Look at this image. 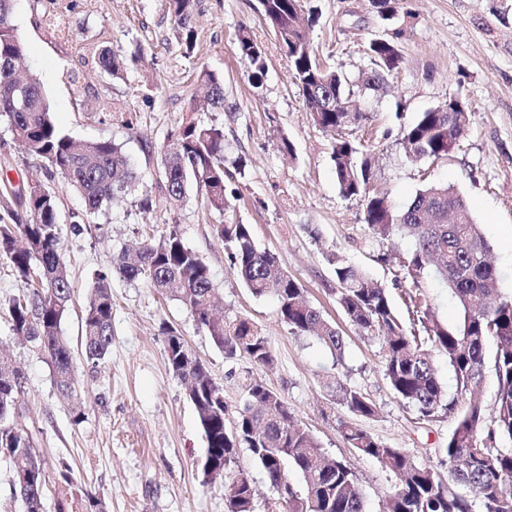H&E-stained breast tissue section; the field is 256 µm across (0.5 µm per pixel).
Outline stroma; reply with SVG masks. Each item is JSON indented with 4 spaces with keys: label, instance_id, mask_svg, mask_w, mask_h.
<instances>
[{
    "label": "stroma",
    "instance_id": "1",
    "mask_svg": "<svg viewBox=\"0 0 512 512\" xmlns=\"http://www.w3.org/2000/svg\"><path fill=\"white\" fill-rule=\"evenodd\" d=\"M198 69L224 83V109L211 119L224 126L226 194L230 211L206 210L196 186L178 207L161 204L160 150L191 107L206 109V91L185 70L166 0H79L69 16L70 37L60 40L39 23L37 0H13L12 20L25 46L23 66L39 78L60 130L79 141L109 139L122 146L140 181L132 195L97 213H87L63 177H48L42 161L29 157L0 125V160L12 164L13 182L45 181L59 200V237L72 287L71 308L61 323L74 353L75 393L62 396L50 363L30 343L13 335L7 306L22 285L0 257V345L25 379L16 420L29 427L43 453V512H57L60 499L74 512H226L229 478L246 476L264 505L271 489L248 449H238L227 477L204 479L200 462L206 441L184 383L169 368L163 326L178 329L224 389L229 413L242 404L241 378L252 377L277 392L294 417L330 457L357 472L369 512H381L397 484L391 472L358 455L338 425L353 422L384 444L405 449L422 464L439 465L454 428L453 417L420 420L383 375V339L359 333L344 318L332 289L327 253L343 255L386 285L398 313L405 291L428 295L434 315L456 326L460 311L447 288L427 273L412 282L401 259L413 247L408 237L376 239L364 222L363 203L344 198L331 159L334 136L315 127L302 94L259 13L258 0H197ZM319 18L309 36L324 65L341 72L361 113L342 135L370 159V192L387 194L398 207L432 184L453 187L468 204L490 245L498 287L512 294V0H396L397 15L381 17L378 0H303ZM248 28L266 52V69L255 80L235 52L240 28ZM395 34L402 55L383 87L366 89L374 68L372 38ZM144 63L124 78L102 76L89 52L118 53L135 45ZM464 98L470 128L441 159L410 160L404 126L420 112ZM287 137L293 158L277 144ZM155 204L138 205L142 195ZM251 225L259 248L276 254L310 301L342 334V358L312 336L291 333L273 297L256 298L233 272L224 244L214 234L219 221ZM177 227L185 243L208 266L228 316L253 320L264 330L271 367L228 361L189 311L144 281L113 273L122 249ZM109 273L112 344L98 367L82 355L81 310L97 272ZM338 375L372 399L378 413L355 417L324 386ZM69 465L70 479L58 477Z\"/></svg>",
    "mask_w": 512,
    "mask_h": 512
}]
</instances>
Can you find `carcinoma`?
Segmentation results:
<instances>
[{
	"label": "carcinoma",
	"mask_w": 512,
	"mask_h": 512,
	"mask_svg": "<svg viewBox=\"0 0 512 512\" xmlns=\"http://www.w3.org/2000/svg\"><path fill=\"white\" fill-rule=\"evenodd\" d=\"M176 37L191 59L196 45L193 26L195 0H168ZM65 0H45V27L57 37L64 28L54 24L71 11ZM300 0H264L261 15L288 59L290 76L302 93L314 125L338 130L356 118L345 110L351 103L345 78L317 59L308 32L300 23ZM236 54L248 64L254 78L263 75L265 52L249 31L240 29ZM368 51L377 69L363 86L374 89L384 76L399 68L400 52L385 35L370 41ZM24 45L12 24V0H0V123L6 125L26 154L45 162L47 176L64 177L79 194L89 213L123 198L135 186L138 174L121 146L111 140L76 142L62 134L52 117L49 101L36 76L24 78L9 67L19 61ZM136 47L130 54L98 53L96 64L109 76L121 78L143 62ZM197 79L210 89V105L224 109V86L202 71ZM468 103L451 97L443 107L428 109L403 130L412 146L408 157L439 159L447 156L466 135ZM167 168L161 180L167 201L183 203L188 179L195 180L208 209L219 215L229 207L224 178V124L208 121L191 111L170 134L162 148ZM358 148L338 140L332 148L336 182L346 199L364 202L369 233L380 239L398 234L413 239L414 249L402 259L413 284L429 271L452 294L461 312L450 329L432 314L427 297L407 292L417 322L408 325L397 315L389 289L365 270L334 253L326 255L336 280V303L348 323L360 332L381 331L384 336V378L400 399L413 406L421 420L453 415L455 425L442 452L447 476L438 468L420 464L405 450L386 445L349 422L340 432L349 447L376 460L399 478L385 512H472L466 491L475 490L484 512H512V296L496 288L497 272L488 259L490 246L462 197L446 185L418 191L403 209L387 196L367 192L369 161L357 160ZM58 201L43 183L27 197L14 190L0 195V256L9 259L25 293L12 300L8 312L11 330L23 336L50 361L54 382L63 396L74 392L73 356L60 333L72 300V286L58 236ZM224 241L230 267L256 298L274 296L283 323L298 336H315L336 355H342L343 336L307 298L305 289L285 272L278 258L260 249L249 224L213 225ZM123 277L141 279L150 287L180 301L213 345L228 360H246L269 367L273 355L262 328L247 317L216 318L211 313L214 291L209 269L176 228L146 241L134 255L122 251L114 265ZM108 276L95 275L81 320V344L86 362L97 366L112 344V293ZM169 367L187 384L207 441L202 462L204 476L227 471L240 448L250 451L274 490L264 512H366L365 495L350 465L329 457L318 439L290 412L288 405L262 382L242 379L244 403L233 424L224 427L227 405L224 389L205 364L186 354L180 334L163 329ZM445 356L456 380L458 396L448 392L437 375L433 353ZM496 377L492 407L473 397L486 369ZM22 374L0 368V457L12 465V486L25 512H43L45 462L15 409L22 391ZM337 403L355 416L371 418L377 407L360 390L327 379ZM302 482L294 483L288 471ZM227 512H256L255 491L246 477L228 485Z\"/></svg>",
	"instance_id": "cac0c4a2"
}]
</instances>
